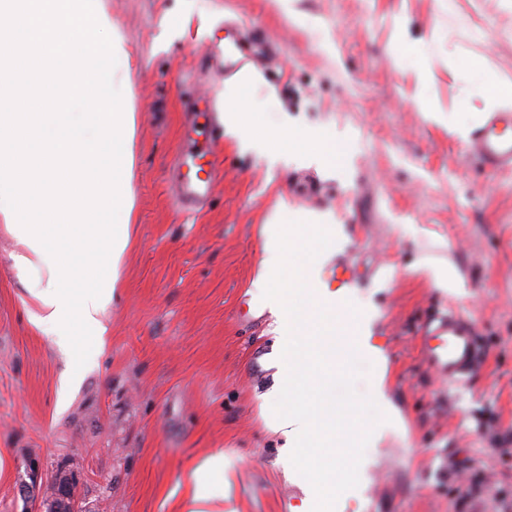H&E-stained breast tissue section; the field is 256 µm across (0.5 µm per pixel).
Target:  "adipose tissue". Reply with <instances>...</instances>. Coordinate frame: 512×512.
I'll return each instance as SVG.
<instances>
[{
	"mask_svg": "<svg viewBox=\"0 0 512 512\" xmlns=\"http://www.w3.org/2000/svg\"><path fill=\"white\" fill-rule=\"evenodd\" d=\"M0 223L18 238L31 286V323L74 344V330L101 339L133 221L135 114L120 91L130 57L107 0H0ZM254 91L240 75L220 121L239 143L277 164L300 156L336 164V143L300 129L269 135L246 116ZM104 111H97V104ZM224 453L183 473L189 512L224 498Z\"/></svg>",
	"mask_w": 512,
	"mask_h": 512,
	"instance_id": "1",
	"label": "adipose tissue"
}]
</instances>
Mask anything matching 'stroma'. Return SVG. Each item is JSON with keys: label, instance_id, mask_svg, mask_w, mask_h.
<instances>
[{"label": "stroma", "instance_id": "35a3bbf8", "mask_svg": "<svg viewBox=\"0 0 512 512\" xmlns=\"http://www.w3.org/2000/svg\"><path fill=\"white\" fill-rule=\"evenodd\" d=\"M131 63L134 222L103 343L67 355L28 320L36 272L0 223V512H21L23 461L76 479L82 512H188L183 470L224 452V512H295L264 397L274 318L250 284L276 194L330 213L329 265L373 309L397 424L370 441L359 491L336 512H512V172L480 163L469 135L491 116L468 62L512 83V0H108ZM260 81L266 132H329L336 170L269 166L220 132L222 178L187 212L169 172L185 102L222 111L233 77ZM427 111H419V103ZM446 264L460 292L426 268ZM470 321L486 353L453 388L424 360L434 313ZM481 486L473 496L465 490Z\"/></svg>", "mask_w": 512, "mask_h": 512}]
</instances>
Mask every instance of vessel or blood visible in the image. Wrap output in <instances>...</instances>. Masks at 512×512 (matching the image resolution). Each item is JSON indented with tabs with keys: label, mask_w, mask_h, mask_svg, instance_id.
<instances>
[{
	"label": "vessel or blood",
	"mask_w": 512,
	"mask_h": 512,
	"mask_svg": "<svg viewBox=\"0 0 512 512\" xmlns=\"http://www.w3.org/2000/svg\"><path fill=\"white\" fill-rule=\"evenodd\" d=\"M183 140L173 161L172 180L178 203L191 208L215 191L217 173L206 160L214 136L191 124ZM472 146L491 171L512 172V113H495L475 132ZM423 341L428 364L449 382L468 379L484 364L485 353L471 325L457 314L432 316L423 329Z\"/></svg>",
	"instance_id": "obj_1"
}]
</instances>
